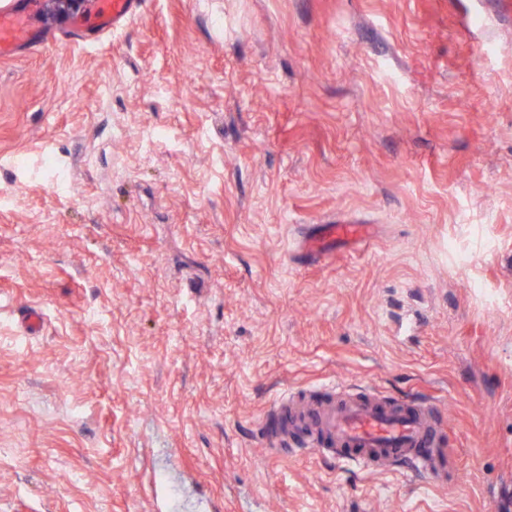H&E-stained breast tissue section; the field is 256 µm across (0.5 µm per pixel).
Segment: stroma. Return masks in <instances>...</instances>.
I'll list each match as a JSON object with an SVG mask.
<instances>
[{
  "label": "stroma",
  "instance_id": "1",
  "mask_svg": "<svg viewBox=\"0 0 512 512\" xmlns=\"http://www.w3.org/2000/svg\"><path fill=\"white\" fill-rule=\"evenodd\" d=\"M1 192L0 512H512V0L50 33L0 58ZM360 388L437 403L447 482L266 447ZM360 224H326L325 230L320 232V234L314 233L311 235V240L314 241L311 245L315 248H318L317 253L323 257L326 255L325 250L322 249L320 244V240L323 237H329L332 240H345V241H353V240H364L368 238V234L365 233Z\"/></svg>",
  "mask_w": 512,
  "mask_h": 512
}]
</instances>
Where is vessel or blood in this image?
Returning <instances> with one entry per match:
<instances>
[{
	"label": "vessel or blood",
	"mask_w": 512,
	"mask_h": 512,
	"mask_svg": "<svg viewBox=\"0 0 512 512\" xmlns=\"http://www.w3.org/2000/svg\"><path fill=\"white\" fill-rule=\"evenodd\" d=\"M144 0H94L92 20L76 16L63 32L68 36L96 37L118 29L140 12ZM49 22L37 0H10L0 9V57L41 46ZM336 240H362L366 234L356 224H329L323 233ZM274 415L275 431L264 434L267 446L280 448L286 437L306 432L305 449L332 457L365 471L408 463L416 472L439 481L444 477L437 409L429 403H389L361 390L341 400L301 401L292 395L279 401Z\"/></svg>",
	"instance_id": "b4317fda"
}]
</instances>
